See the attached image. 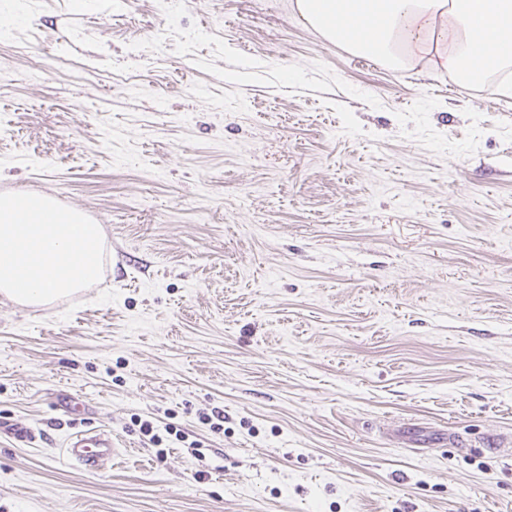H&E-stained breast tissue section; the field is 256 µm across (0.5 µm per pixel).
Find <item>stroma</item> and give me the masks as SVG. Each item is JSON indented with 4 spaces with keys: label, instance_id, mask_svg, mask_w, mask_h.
<instances>
[{
    "label": "stroma",
    "instance_id": "obj_1",
    "mask_svg": "<svg viewBox=\"0 0 512 512\" xmlns=\"http://www.w3.org/2000/svg\"><path fill=\"white\" fill-rule=\"evenodd\" d=\"M24 191L105 255L47 307L0 298V512H512L501 75L353 57L295 0H0ZM87 429L104 469L61 459ZM112 435L97 430H84L72 434L66 441L63 455L66 461L87 470H96L116 455Z\"/></svg>",
    "mask_w": 512,
    "mask_h": 512
}]
</instances>
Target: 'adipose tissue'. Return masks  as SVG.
<instances>
[{"mask_svg": "<svg viewBox=\"0 0 512 512\" xmlns=\"http://www.w3.org/2000/svg\"><path fill=\"white\" fill-rule=\"evenodd\" d=\"M328 41L394 67L478 85L512 70V0H296ZM104 235L48 197L0 196V295L34 305L101 272Z\"/></svg>", "mask_w": 512, "mask_h": 512, "instance_id": "1", "label": "adipose tissue"}]
</instances>
